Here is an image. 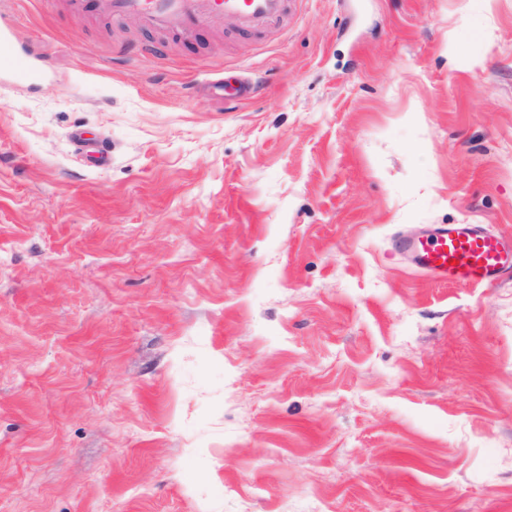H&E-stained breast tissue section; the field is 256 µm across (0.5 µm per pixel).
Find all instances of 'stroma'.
<instances>
[{"mask_svg": "<svg viewBox=\"0 0 512 512\" xmlns=\"http://www.w3.org/2000/svg\"><path fill=\"white\" fill-rule=\"evenodd\" d=\"M0 15L50 66L0 73V512H512V273L391 246L512 239V0H297L191 43ZM394 247L414 271L451 285L486 287L512 269V243L482 224H442L422 237H398ZM452 259L458 264L451 265Z\"/></svg>", "mask_w": 512, "mask_h": 512, "instance_id": "1", "label": "stroma"}]
</instances>
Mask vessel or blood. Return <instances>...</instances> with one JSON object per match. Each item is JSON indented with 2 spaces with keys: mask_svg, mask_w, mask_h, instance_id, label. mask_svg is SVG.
Masks as SVG:
<instances>
[{
  "mask_svg": "<svg viewBox=\"0 0 512 512\" xmlns=\"http://www.w3.org/2000/svg\"><path fill=\"white\" fill-rule=\"evenodd\" d=\"M290 0H70L77 14L136 17L157 32L188 39L228 22L246 36L280 25ZM32 85L47 74L41 61L16 45L12 25L0 20V73ZM395 249L407 255L414 271L463 287H486L512 269V243L480 224H442L417 238L399 237Z\"/></svg>",
  "mask_w": 512,
  "mask_h": 512,
  "instance_id": "1",
  "label": "vessel or blood"
}]
</instances>
